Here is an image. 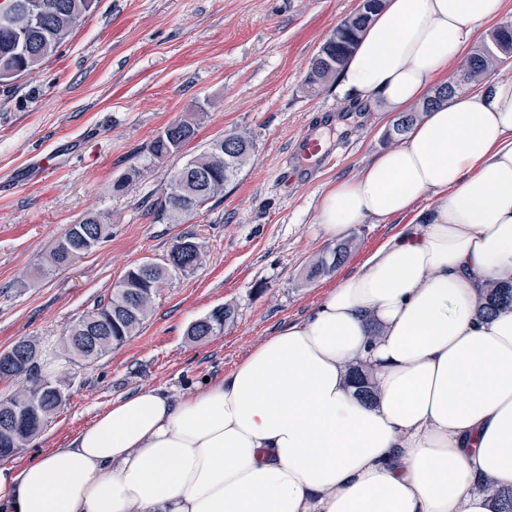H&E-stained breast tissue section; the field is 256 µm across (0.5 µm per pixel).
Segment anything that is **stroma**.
Here are the masks:
<instances>
[{
	"label": "stroma",
	"mask_w": 512,
	"mask_h": 512,
	"mask_svg": "<svg viewBox=\"0 0 512 512\" xmlns=\"http://www.w3.org/2000/svg\"><path fill=\"white\" fill-rule=\"evenodd\" d=\"M356 0H99L67 43L35 73L0 86V351L36 340L43 374L68 379L66 402L7 466L66 447L112 402L159 388L172 398L230 373L279 328L311 316L326 293L355 273L396 224H358L344 233L345 261L308 271L338 240L319 203L354 177L389 138L393 113L343 97L336 83L307 93L320 46ZM191 118L195 139L153 159L150 142ZM246 133L247 165L209 205L182 224L159 221L153 205L173 171L211 140ZM321 139L315 167L295 142ZM99 212L112 236L47 277L33 272L68 225ZM183 237L200 264L168 277L138 335L86 364L61 344L69 325L136 263H166ZM234 319L221 335L191 342L189 325L219 306Z\"/></svg>",
	"instance_id": "stroma-1"
}]
</instances>
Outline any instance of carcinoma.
Instances as JSON below:
<instances>
[{
  "label": "carcinoma",
  "mask_w": 512,
  "mask_h": 512,
  "mask_svg": "<svg viewBox=\"0 0 512 512\" xmlns=\"http://www.w3.org/2000/svg\"><path fill=\"white\" fill-rule=\"evenodd\" d=\"M25 7L16 17L14 27H0V63L7 60L23 74H30L69 40L82 19L91 13L97 0H23ZM353 10L344 17L339 34H331L322 44L336 60L335 72L325 76L308 71L304 85L311 93L322 91L344 66L354 51L361 33L371 21ZM512 57V24L499 26L490 42L468 55L457 69L456 77L468 84L488 70ZM453 93L440 89V94L428 97L413 110L400 114L392 124L391 136L404 135L428 109L447 101ZM195 123L180 120L169 124L149 145V153L165 159L183 150L195 137ZM253 141L241 133L227 134L213 140L207 150L176 169L168 191L155 203L157 218L172 224L192 217L214 199L224 194V188L236 179L247 163ZM112 230L100 213H89L80 222L69 225L56 241L37 273L48 276L78 258L93 252L107 239ZM350 243H342L332 251V260L320 259L313 266L315 275L327 273L341 264ZM201 260L199 245L191 238H179L170 251L165 266L144 263L131 266L123 275L124 284H116L106 299L86 311L66 331L62 352L82 362H93L112 353L137 335L150 315L155 297L169 269L182 272L194 269ZM512 305V284L494 283L487 292L483 313L491 315L502 306ZM233 319V309L221 306L190 324L187 336L200 342L224 332V325ZM11 355L0 361V382L11 385V391L0 396V459H7L27 447L50 422L65 401L59 387L46 386L39 395L38 409L22 420L20 415L36 385L44 381L38 367L30 360L39 358L37 344L29 339L9 347ZM357 395L367 404L376 400L377 388L372 374L359 365L350 367ZM497 506V512H512V490L487 483L484 486Z\"/></svg>",
  "instance_id": "obj_1"
}]
</instances>
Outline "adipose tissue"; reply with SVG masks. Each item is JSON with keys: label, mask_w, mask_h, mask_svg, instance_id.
<instances>
[{"label": "adipose tissue", "mask_w": 512, "mask_h": 512, "mask_svg": "<svg viewBox=\"0 0 512 512\" xmlns=\"http://www.w3.org/2000/svg\"><path fill=\"white\" fill-rule=\"evenodd\" d=\"M512 0H384L340 89L406 112ZM332 237L398 219L308 318L224 378L113 402L68 447L0 467V512H493L512 489V80L457 91L321 199ZM378 387L361 401L349 364ZM508 305H512V284L493 283L488 289L483 313L491 315L500 307Z\"/></svg>", "instance_id": "obj_1"}]
</instances>
